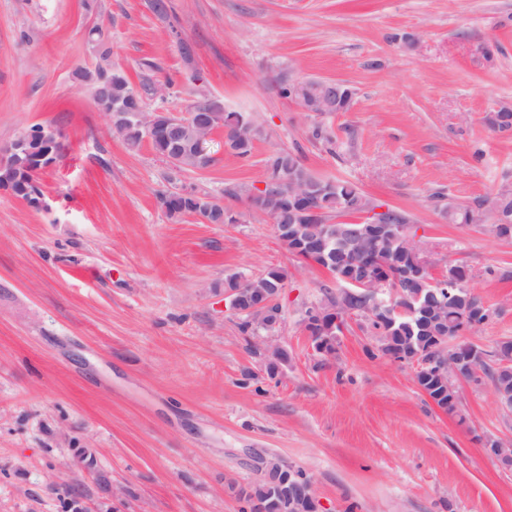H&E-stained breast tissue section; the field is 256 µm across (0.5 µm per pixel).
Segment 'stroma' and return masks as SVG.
<instances>
[{"mask_svg":"<svg viewBox=\"0 0 512 512\" xmlns=\"http://www.w3.org/2000/svg\"><path fill=\"white\" fill-rule=\"evenodd\" d=\"M150 3L0 0V145L34 125L60 144L43 207L0 190V512H242L231 486L259 453L309 473L319 512H512V470L480 445L512 437L492 386L460 384L462 417L443 413L412 366L366 356L354 318L321 361L301 318L334 279L223 196L284 149L405 210L438 273L465 267L492 313L473 340L494 351L512 338V240L442 204L512 187V136L485 123L512 106V0H167L162 19ZM94 26L134 87H165L149 106L209 97L254 117L250 160L218 132L215 165L172 181L149 145L113 136L72 77L98 62ZM285 76L344 81L355 105L310 116ZM181 188L223 197L239 223L168 220L158 195ZM272 267L288 272L290 357L273 378L224 309L226 275Z\"/></svg>","mask_w":512,"mask_h":512,"instance_id":"35a3bbf8","label":"stroma"}]
</instances>
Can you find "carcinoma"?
I'll return each mask as SVG.
<instances>
[{
  "label": "carcinoma",
  "mask_w": 512,
  "mask_h": 512,
  "mask_svg": "<svg viewBox=\"0 0 512 512\" xmlns=\"http://www.w3.org/2000/svg\"><path fill=\"white\" fill-rule=\"evenodd\" d=\"M88 40L99 52V64L92 70H76L79 81L87 84L92 91L93 100L105 94L107 80H112V94L109 100L99 108L101 112H110L112 107L125 106L137 112L146 110L143 95L127 78L123 70L112 66L110 61V48L106 46L103 31L93 28L88 32ZM332 112H348L354 105V91L346 84L337 85V93L330 100ZM206 112L220 113V124L216 129L224 133V150L229 154L247 159L252 156L255 143L261 139L263 132L252 116L241 112H227L224 105L211 99H202L193 104L184 115H177L175 119L181 122L180 139L171 143L157 138L150 143L154 152L165 154L169 151L179 157V171L206 170L216 163L212 152L204 154L197 149L200 138L197 117ZM489 128L498 133L512 132V109L503 106L499 110L489 113L486 118ZM112 133L121 138L126 145L136 150L146 141V134L133 121L112 123ZM263 176L270 179L290 180L312 187L311 196L303 202L288 200L282 204L275 217V224L288 226L294 224L307 225L308 239L314 249L323 252L328 257L325 269L333 276L340 288L332 290L323 289V302H336V299L345 300V305L353 311V315L361 321L366 329L374 331L380 327L385 329L390 346L381 349L368 347L366 354L375 358L378 355H387L394 348H402L412 353L419 348L425 337L432 332L445 328V323L452 324L448 328L449 336L456 335L457 327L464 326L465 332L472 334L478 332L481 324L488 321L492 313L485 308L476 293H471L472 310L466 322H461L462 312L458 311L450 302L455 296L462 294L461 289L448 286V278L462 276L465 270L461 266L453 265L448 272L437 280V287L430 288L423 293L419 302L422 311L414 316L408 314H392L390 316L381 312L368 314L365 308L374 300L382 302V308L390 307L388 301L390 291L405 287V282L396 278L399 273L398 264L404 259V248L398 237L384 233L378 242L375 252L377 278L387 282L389 293H376L370 290H357V295L348 296L345 289L351 287L347 278L354 276L355 269L365 262V258L355 250L347 249L350 232L355 230L359 236L366 239H375L382 228L363 219V211L368 204L367 196L351 183L341 179H322L314 176L302 163L301 159L288 151L278 150L270 154L264 161ZM224 195L230 198H243L255 210L261 209L259 199L251 196L249 187H229L224 189ZM211 195L205 191H185L183 196L177 197L172 191L159 194L161 208L171 220H179L185 215H196L203 219L215 211L211 202ZM512 212V190L499 192L493 196H482L472 200L466 205L454 207L449 219L454 224H470L475 214L481 211ZM288 273L284 269L272 268L263 274L250 278L251 287L264 290L271 295H280L285 287ZM238 328L241 333L249 336H258L268 332L266 325L256 321L250 313L239 315ZM315 352L326 361L336 354V345L329 342L328 337L338 336L340 330L332 322L322 320L321 323L308 325ZM295 482L297 478L288 476V470L278 473L276 483L269 487L267 483L251 482L237 489L239 499L252 506L254 501L262 502V512H317V505L311 501L288 504V482Z\"/></svg>",
  "instance_id": "1"
}]
</instances>
